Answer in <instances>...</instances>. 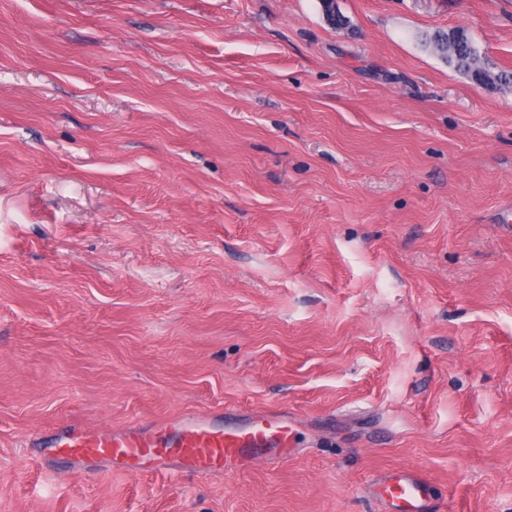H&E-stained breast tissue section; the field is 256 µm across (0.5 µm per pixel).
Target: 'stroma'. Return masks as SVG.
Returning a JSON list of instances; mask_svg holds the SVG:
<instances>
[{
    "label": "stroma",
    "instance_id": "1",
    "mask_svg": "<svg viewBox=\"0 0 512 512\" xmlns=\"http://www.w3.org/2000/svg\"><path fill=\"white\" fill-rule=\"evenodd\" d=\"M0 0V512H512V0ZM276 411L287 459L40 458ZM430 44L432 48L454 67L473 79L474 76L490 71L497 76V86L512 84V72L507 70L494 71L488 60L482 55L475 43L460 30L459 34L437 32L433 35ZM494 84V85H495ZM379 488L383 507L378 512L389 507L400 510L398 512H433L429 482L419 471L403 470L385 476ZM385 499L390 501L389 506Z\"/></svg>",
    "mask_w": 512,
    "mask_h": 512
}]
</instances>
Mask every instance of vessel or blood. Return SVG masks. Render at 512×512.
Wrapping results in <instances>:
<instances>
[{
  "instance_id": "1",
  "label": "vessel or blood",
  "mask_w": 512,
  "mask_h": 512,
  "mask_svg": "<svg viewBox=\"0 0 512 512\" xmlns=\"http://www.w3.org/2000/svg\"><path fill=\"white\" fill-rule=\"evenodd\" d=\"M290 437L287 420L276 413L221 426L212 424L206 415L191 414L109 431L66 422L52 434L39 437L36 446L49 459L81 466L103 463L127 470L146 465L154 473L221 472L285 456ZM379 488L397 512L433 510L429 482L420 472H395L383 477Z\"/></svg>"
}]
</instances>
